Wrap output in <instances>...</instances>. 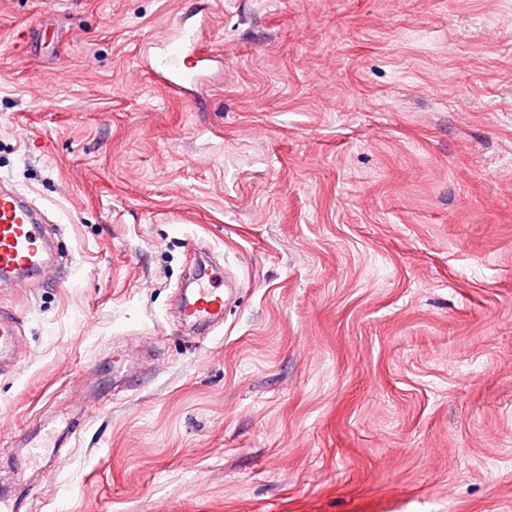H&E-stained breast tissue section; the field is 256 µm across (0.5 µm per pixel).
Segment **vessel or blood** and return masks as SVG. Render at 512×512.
I'll return each instance as SVG.
<instances>
[{
  "label": "vessel or blood",
  "mask_w": 512,
  "mask_h": 512,
  "mask_svg": "<svg viewBox=\"0 0 512 512\" xmlns=\"http://www.w3.org/2000/svg\"><path fill=\"white\" fill-rule=\"evenodd\" d=\"M186 38L174 34L164 39L155 59L154 71L171 93H181L194 79L185 63ZM44 212L31 197L21 191L0 186V287H18L34 279H45L57 266L46 236ZM198 286L183 303L184 322L208 324L222 316L224 294L211 286L210 277L198 273ZM21 346L18 324L11 314L0 311V351L17 352ZM21 453L16 461L20 469L54 462L55 435L46 424H39L28 434L16 437Z\"/></svg>",
  "instance_id": "b4317fda"
}]
</instances>
